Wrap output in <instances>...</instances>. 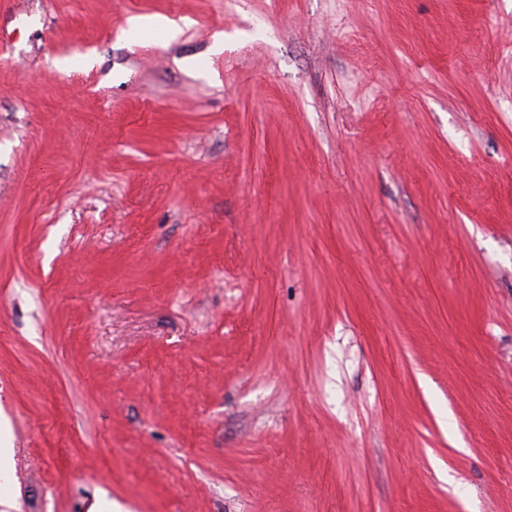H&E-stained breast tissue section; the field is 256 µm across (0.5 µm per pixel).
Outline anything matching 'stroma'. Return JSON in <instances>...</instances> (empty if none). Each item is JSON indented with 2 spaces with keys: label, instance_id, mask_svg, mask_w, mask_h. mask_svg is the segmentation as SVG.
<instances>
[{
  "label": "stroma",
  "instance_id": "obj_1",
  "mask_svg": "<svg viewBox=\"0 0 512 512\" xmlns=\"http://www.w3.org/2000/svg\"><path fill=\"white\" fill-rule=\"evenodd\" d=\"M2 419L0 512H512V0H0ZM176 20L165 16H132L127 20V33L130 43L137 44L141 35L148 29L175 34L179 30Z\"/></svg>",
  "mask_w": 512,
  "mask_h": 512
}]
</instances>
